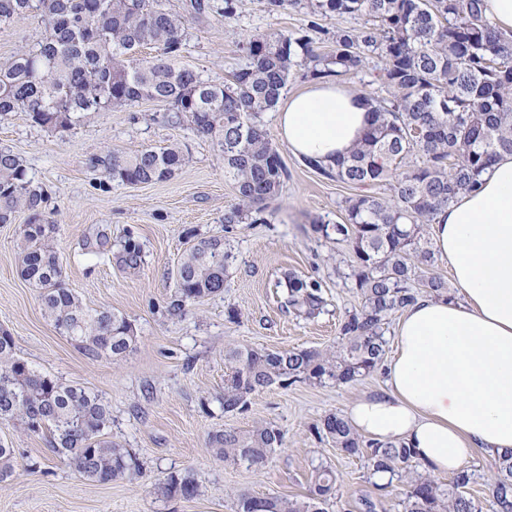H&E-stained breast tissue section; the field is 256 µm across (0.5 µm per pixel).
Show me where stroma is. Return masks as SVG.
<instances>
[{
	"instance_id": "35a3bbf8",
	"label": "stroma",
	"mask_w": 512,
	"mask_h": 512,
	"mask_svg": "<svg viewBox=\"0 0 512 512\" xmlns=\"http://www.w3.org/2000/svg\"><path fill=\"white\" fill-rule=\"evenodd\" d=\"M303 23V9L273 17L265 0H244L231 20L192 15L181 62L221 84L246 62L244 35L270 28L295 33ZM41 34L36 18L0 25V65ZM165 115L163 104L143 99L67 131L40 128L24 112L0 122V147L17 154L49 195L45 217L56 226L67 287L89 308L126 316L136 342L115 359L62 334L45 316L39 289L18 273L16 223L0 224V331L13 336L17 355L40 372L98 394L112 414L109 439L140 462L137 475L96 483L53 452L48 432L0 421V443L16 450L14 472L0 482V512H237L241 492L306 495L321 464L336 473L327 512H357L359 497L374 490L366 462L318 439L315 427L327 414L345 412L362 393L382 390V372L340 386L276 385L252 394L242 412L225 413L219 403L225 348L322 350L339 343L342 320L360 305L350 281L336 272L337 264L349 263L351 250L316 233L313 223L343 221L357 190L307 168L282 144L288 176L268 204L266 223L226 227L224 213L238 193L224 176L222 159L209 139L168 123ZM168 145L179 147L184 163L163 182L124 185L95 163L110 152ZM101 230L110 242L95 253L90 244ZM221 236L234 254L223 293L174 312L183 252L199 239ZM129 242L140 248L134 264L127 260ZM291 273L320 284L323 303L314 314L286 307L281 283ZM265 423L285 438L262 467L218 460L208 443L214 430ZM185 471L198 485L196 496H163L168 476Z\"/></svg>"
}]
</instances>
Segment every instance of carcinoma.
<instances>
[{"instance_id": "1", "label": "carcinoma", "mask_w": 512, "mask_h": 512, "mask_svg": "<svg viewBox=\"0 0 512 512\" xmlns=\"http://www.w3.org/2000/svg\"><path fill=\"white\" fill-rule=\"evenodd\" d=\"M301 4L306 23L297 33L271 28L247 35V63L225 84H211L179 64L185 51V19L164 0H0V24L38 16L37 44L0 65V119L25 112L35 125L65 131L88 116L142 99L168 106L174 118L188 117L196 133L215 140L224 176L240 203L224 212L226 224L266 222L267 204L288 177L262 121L275 110L288 82L297 76L339 80L376 58L371 83L387 95L361 93L373 125L350 154L323 166L305 164L329 179L365 190L389 185L387 197L358 194L348 201L345 222L316 224L314 231L349 241L348 279L360 308L341 324V342L316 349L269 351L235 346L224 350V412L243 411L250 395L279 382L299 380L348 384L376 372L385 355L383 325L427 288L434 296L447 284L431 273L435 254L426 226L459 194L475 189L501 152L512 153V39L484 18L482 0H266L275 15ZM238 0H190L196 15L232 19ZM317 16L363 19L336 28L332 48L318 51L312 33ZM152 49L144 55L141 50ZM184 162L176 146L144 147L132 154L97 159L108 178L123 184L171 179ZM48 196L28 176L21 158L0 149V224L28 213L22 228L19 269L41 290L45 313L63 334L93 352L120 357L135 341L132 323L110 309L88 308L58 282L60 258L49 243L55 225L44 218ZM224 240L203 239L176 269L181 309L224 291ZM286 306L320 308L319 285L290 274ZM20 418L34 432L49 427L53 448L87 479L110 482L139 472L135 456L106 439L109 407L84 388L61 382L15 355V343L0 333V420ZM337 450L363 457L371 475L389 474L378 491L401 487L405 512H478L463 492L474 473L463 470L447 484L418 472L417 452L397 442L365 441L339 412L315 427ZM283 432L271 425L242 431L217 430L209 444L220 460L265 464L280 447ZM488 490L496 512H512V450L495 460ZM336 475L314 469L301 498L241 493L237 512H326ZM168 496L192 498L197 484L188 473L172 474L161 487Z\"/></svg>"}]
</instances>
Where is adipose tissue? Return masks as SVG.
I'll list each match as a JSON object with an SVG mask.
<instances>
[{
    "label": "adipose tissue",
    "instance_id": "obj_1",
    "mask_svg": "<svg viewBox=\"0 0 512 512\" xmlns=\"http://www.w3.org/2000/svg\"><path fill=\"white\" fill-rule=\"evenodd\" d=\"M358 94L333 80L291 95L277 133L300 159L345 157L371 124ZM457 295L408 306L383 366L385 387L353 402L346 418L373 441L415 448L435 474L459 472L475 453L512 449V154H502L477 191L442 208L428 227Z\"/></svg>",
    "mask_w": 512,
    "mask_h": 512
}]
</instances>
